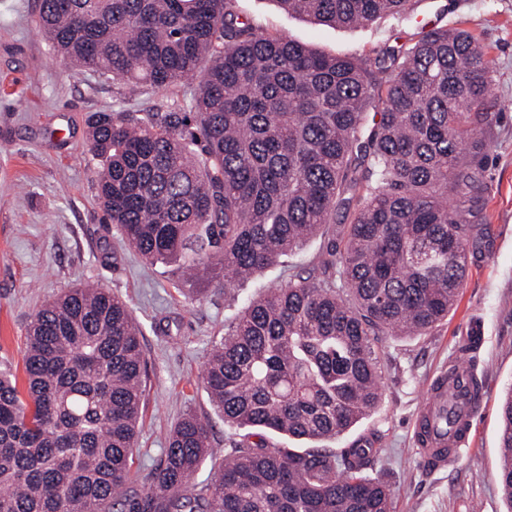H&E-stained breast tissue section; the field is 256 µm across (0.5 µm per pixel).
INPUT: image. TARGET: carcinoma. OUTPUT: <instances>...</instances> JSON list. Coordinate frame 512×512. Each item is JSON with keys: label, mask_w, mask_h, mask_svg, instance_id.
<instances>
[{"label": "carcinoma", "mask_w": 512, "mask_h": 512, "mask_svg": "<svg viewBox=\"0 0 512 512\" xmlns=\"http://www.w3.org/2000/svg\"><path fill=\"white\" fill-rule=\"evenodd\" d=\"M327 25L409 14L410 0H277ZM56 54L165 92L203 72L186 104L92 114L98 200L155 264L224 278L261 273L351 213L343 247L250 301L212 345L207 393L259 441L212 451L186 413L147 486H130L146 388L141 330L98 285L45 304L25 336V385L0 369V512H391L371 448H269L264 434L322 442L382 400L379 344L448 317L483 236L482 173L496 113L491 59L457 27L389 46L373 64L317 53L244 20L233 0H37ZM499 447L512 454V389ZM499 480L512 503V458Z\"/></svg>", "instance_id": "cac0c4a2"}]
</instances>
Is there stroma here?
Masks as SVG:
<instances>
[{"mask_svg": "<svg viewBox=\"0 0 512 512\" xmlns=\"http://www.w3.org/2000/svg\"><path fill=\"white\" fill-rule=\"evenodd\" d=\"M37 0H0V366L23 376L26 328L62 291L95 283L128 301L142 329L147 388L132 474L144 485L163 457L169 431L188 412L209 422L215 455L192 478L209 482L224 449L242 442L203 383L209 350L245 304L318 264L340 243L331 224L280 262L225 286L206 270L150 265L110 224L98 201L96 162L85 132L93 113L122 106L143 112L168 97H190L181 83L167 95H123L120 83L78 72L56 57L36 23ZM405 18L331 27L288 14L277 0H234L262 32L318 51L369 62L422 29L469 30L492 61L499 117L483 173L487 234L469 254L463 288L446 320L426 335L387 337L381 347L383 397L357 427L327 446L376 451L373 473L397 494L393 512H512L499 481V405L512 387V0H412ZM483 328L474 370L488 403L454 464L432 471L417 451L412 421L428 384L454 364L472 324Z\"/></svg>", "mask_w": 512, "mask_h": 512, "instance_id": "obj_1", "label": "stroma"}]
</instances>
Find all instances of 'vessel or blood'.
Returning a JSON list of instances; mask_svg holds the SVG:
<instances>
[{
	"mask_svg": "<svg viewBox=\"0 0 512 512\" xmlns=\"http://www.w3.org/2000/svg\"><path fill=\"white\" fill-rule=\"evenodd\" d=\"M485 398L482 392L463 395L449 391L442 377L432 382L414 422L419 449L432 467H447L449 458L457 455V445L469 437Z\"/></svg>",
	"mask_w": 512,
	"mask_h": 512,
	"instance_id": "1",
	"label": "vessel or blood"
}]
</instances>
